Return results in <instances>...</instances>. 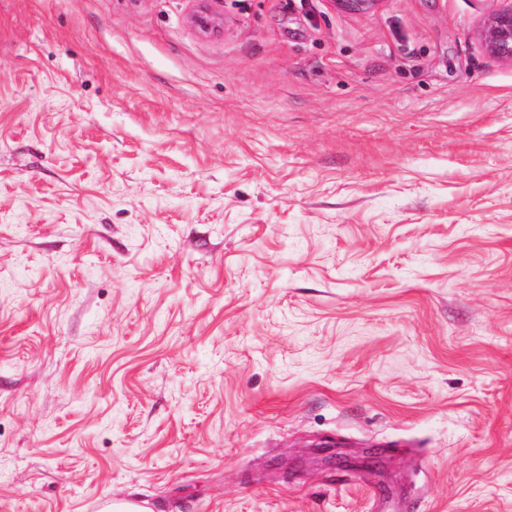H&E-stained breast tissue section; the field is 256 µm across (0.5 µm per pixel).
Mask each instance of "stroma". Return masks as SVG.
<instances>
[{"instance_id": "obj_1", "label": "stroma", "mask_w": 512, "mask_h": 512, "mask_svg": "<svg viewBox=\"0 0 512 512\" xmlns=\"http://www.w3.org/2000/svg\"><path fill=\"white\" fill-rule=\"evenodd\" d=\"M192 6L0 0V512H512L498 0Z\"/></svg>"}]
</instances>
